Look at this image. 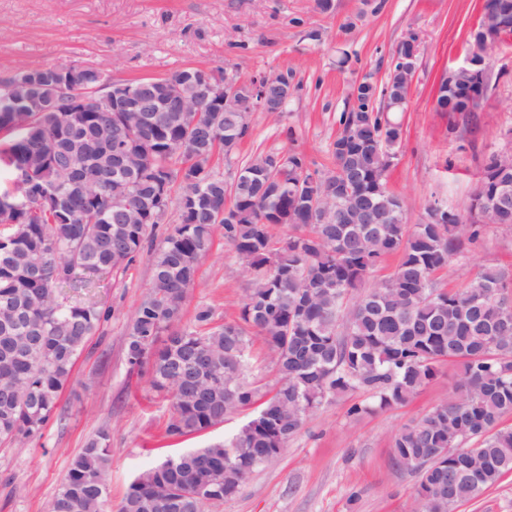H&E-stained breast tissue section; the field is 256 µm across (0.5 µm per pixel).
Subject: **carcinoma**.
<instances>
[{
    "label": "carcinoma",
    "mask_w": 512,
    "mask_h": 512,
    "mask_svg": "<svg viewBox=\"0 0 512 512\" xmlns=\"http://www.w3.org/2000/svg\"><path fill=\"white\" fill-rule=\"evenodd\" d=\"M399 66L389 70L380 101L393 111L408 105ZM206 71L185 68L152 83H131L155 96L176 80ZM112 73L97 67L23 68L0 80V163L12 187L0 200V443L32 442L54 414L59 396L88 340L112 318V309L68 301L64 290L92 292L118 275L154 241L170 208L177 224L150 252L151 280L129 316L128 371L147 376L170 402L166 432L200 434L243 410L248 420L233 435L203 448L179 451L141 471L119 512H204L234 497L257 468L281 456L324 403L358 393L354 419L402 405L428 385L446 362L461 366L452 394L393 437L395 463L418 477L415 512H452L479 498L512 472V276L487 266L464 287L445 289L437 273L476 243L490 225H512V167L491 155L470 199V224L406 222L402 199L386 185L388 167L371 135L340 118L335 165L347 180L323 193L350 191L375 212L378 224L352 205L342 212L311 210L295 182L305 166L296 154L257 156L241 166L232 208L224 217V172L213 149L231 154L249 135L236 112H155L153 122L125 137L144 159L127 180L133 201L151 203L145 220L120 222L112 209L113 176H124L112 156V134L124 133L118 112L12 111L10 88L32 85L52 106L61 91L91 102L112 92ZM475 97L456 80L436 102L445 112L471 113ZM387 151L399 145L400 125L383 112ZM82 154L72 184L58 145ZM291 232L276 237L273 228ZM253 271L239 319L218 324L212 309L184 311L202 258L216 232ZM392 272L365 292L358 289L386 257ZM268 347L275 383L252 377L250 347ZM465 439L471 451L455 449ZM111 432L101 428L71 461L47 512H106Z\"/></svg>",
    "instance_id": "1"
}]
</instances>
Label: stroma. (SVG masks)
I'll use <instances>...</instances> for the list:
<instances>
[{
  "label": "stroma",
  "mask_w": 512,
  "mask_h": 512,
  "mask_svg": "<svg viewBox=\"0 0 512 512\" xmlns=\"http://www.w3.org/2000/svg\"><path fill=\"white\" fill-rule=\"evenodd\" d=\"M484 0H0V79L25 67L95 66L114 78L162 77L193 67L243 81L287 74L294 92L282 116L250 115L252 134L219 159L224 171L260 153H293L310 168L331 169L330 145L350 106L355 81L384 83L399 41L419 37L420 53L397 159L388 173L409 223L433 202L469 219L472 192L492 154L512 152V39L489 53L490 82L470 121L436 109L439 76L472 51L471 28ZM484 266L512 274V226L487 228L480 243L441 273L444 287ZM147 258L105 280L97 299L114 314L94 337L64 387L63 420L39 440L0 445V512H46L71 458L102 426L112 430L107 512H117L129 484L166 454L198 448L234 433L243 415L183 438L166 437L169 404L125 363L127 318L145 295ZM252 276L216 234L200 263L185 319L197 305L216 321L237 319ZM459 369L444 365L414 398L350 420L351 398L324 404L278 458L251 474L216 512H411L417 476L397 467L392 438L451 392Z\"/></svg>",
  "instance_id": "obj_1"
}]
</instances>
